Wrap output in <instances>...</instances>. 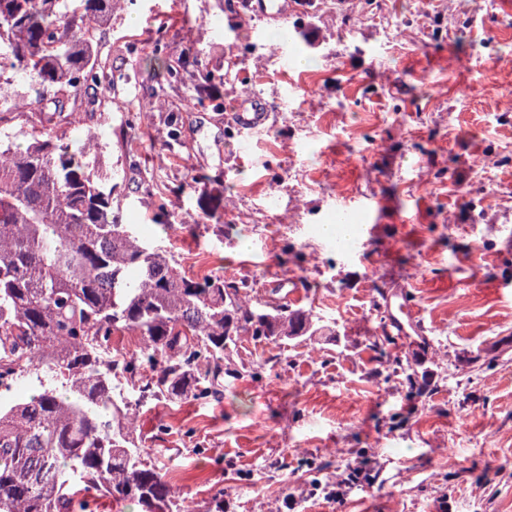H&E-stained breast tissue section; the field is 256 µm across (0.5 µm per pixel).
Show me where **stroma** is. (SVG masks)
Instances as JSON below:
<instances>
[{"label": "stroma", "mask_w": 512, "mask_h": 512, "mask_svg": "<svg viewBox=\"0 0 512 512\" xmlns=\"http://www.w3.org/2000/svg\"><path fill=\"white\" fill-rule=\"evenodd\" d=\"M318 2L309 17L256 18L252 41L276 48L258 59L237 50L225 0L120 2L97 31L118 77L104 163L124 222L187 274L202 258L266 299L294 246L304 260L288 275L318 297L291 302L312 310L314 335L229 345L241 374L220 397L149 404L136 435L196 512L219 484L230 512H512V112L500 107L512 95V0H431L421 28L406 25L419 0H391L356 27L357 0ZM297 25L299 50L276 44L277 28ZM159 29L167 54L192 50L212 71L202 96L224 108L262 68L247 92L269 124L229 135L222 111L187 107L190 91L149 65ZM464 56L496 57L494 74L458 67ZM145 107L147 137L123 122ZM194 166L209 182L190 184ZM167 202L171 231L158 221ZM367 203L372 230L351 248L322 236L337 206L355 220ZM287 207L297 220L277 231ZM384 288L421 321L399 341L401 371L374 345ZM351 467L367 479L336 506L324 490Z\"/></svg>", "instance_id": "stroma-1"}]
</instances>
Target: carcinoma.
<instances>
[{
	"label": "carcinoma",
	"mask_w": 512,
	"mask_h": 512,
	"mask_svg": "<svg viewBox=\"0 0 512 512\" xmlns=\"http://www.w3.org/2000/svg\"><path fill=\"white\" fill-rule=\"evenodd\" d=\"M115 0H0V113L22 107L29 127L0 138V352L21 373L45 378L37 392L0 406V512H75L93 494L139 512H183L166 474L146 462L128 405L110 394L118 367L98 344L139 337L153 399L216 396L224 351L241 336L283 340L314 333L312 316L242 298L245 280L188 276L160 246L123 222L116 186L71 127L106 113L83 100L115 84L98 57L96 32ZM206 83L184 53L169 67ZM24 136L26 147L15 139ZM202 346L209 364L187 354Z\"/></svg>",
	"instance_id": "obj_1"
}]
</instances>
